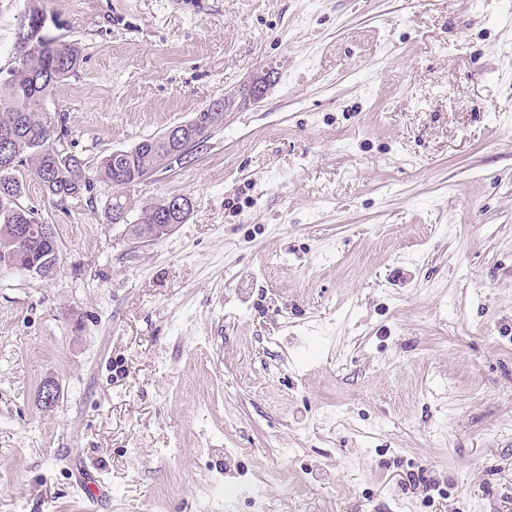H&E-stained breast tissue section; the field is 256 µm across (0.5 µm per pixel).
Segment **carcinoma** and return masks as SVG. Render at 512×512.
<instances>
[{"label":"carcinoma","instance_id":"obj_1","mask_svg":"<svg viewBox=\"0 0 512 512\" xmlns=\"http://www.w3.org/2000/svg\"><path fill=\"white\" fill-rule=\"evenodd\" d=\"M45 20L43 10L29 0L28 10L18 17L15 31V53L26 57L22 69H11L0 78V130H11V139L0 140V167L8 164L10 171L0 172V271L38 260L47 271L59 263L60 248L56 236L43 240L37 235L23 237L22 224H36L33 210L21 205L23 180L15 175L17 168L26 166L39 180L46 196L60 201L80 194L87 188L81 160L74 157L59 161L47 154V144L68 135L65 118L48 119L47 98L57 84L82 61V49L77 42L49 40L37 45L31 40ZM224 114L211 116L201 110V125L183 132L181 138L168 140L165 135L141 140L138 149L127 158L109 154L103 158L98 179L117 190L149 177L163 168L183 160L189 141L222 125ZM105 214L112 224L128 223V203L116 194L105 202ZM166 201L158 200L145 206L134 221L138 236H150L160 224L167 223Z\"/></svg>","mask_w":512,"mask_h":512}]
</instances>
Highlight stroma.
<instances>
[{"label": "stroma", "mask_w": 512, "mask_h": 512, "mask_svg": "<svg viewBox=\"0 0 512 512\" xmlns=\"http://www.w3.org/2000/svg\"><path fill=\"white\" fill-rule=\"evenodd\" d=\"M40 6L90 185L17 172L61 260L0 272V512H512V0ZM269 68L125 189L184 224L107 221L104 156ZM122 197L120 193L116 195L113 194L112 198L105 202V214L107 220L112 224H127L126 229L128 235L142 242H153L169 235L175 229L176 224H169L167 219H165L167 215V203L165 200H158L145 206L141 210L137 220L133 222V225L128 222V203L126 200H123ZM168 199L167 208L171 215H182L185 210L191 208V200L186 196H173ZM158 224L163 226L158 227ZM157 227L156 237L149 241H144L134 236L132 231L133 229L138 236L147 237L154 234ZM78 487L86 495L90 505L95 506L103 499L111 496L109 485L99 476L90 471L78 472L76 474Z\"/></svg>", "instance_id": "1"}]
</instances>
